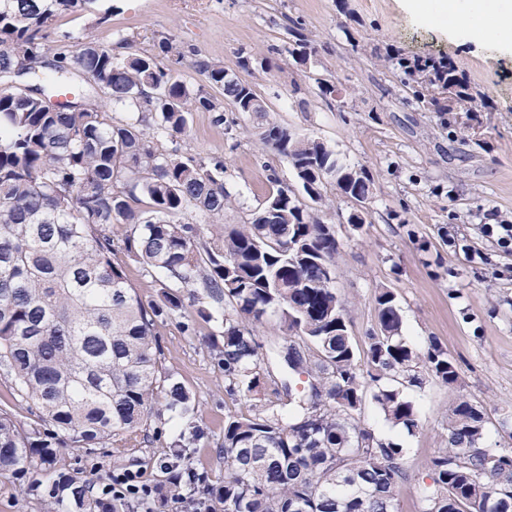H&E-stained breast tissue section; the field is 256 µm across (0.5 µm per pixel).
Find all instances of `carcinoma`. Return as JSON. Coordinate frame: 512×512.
I'll list each match as a JSON object with an SVG mask.
<instances>
[{"label": "carcinoma", "instance_id": "carcinoma-1", "mask_svg": "<svg viewBox=\"0 0 512 512\" xmlns=\"http://www.w3.org/2000/svg\"><path fill=\"white\" fill-rule=\"evenodd\" d=\"M97 2L0 0V79L22 49L30 86L24 96L0 95V370L32 415L21 425L0 407V474L36 477L61 448H127L137 431L139 443L152 445L162 437L148 424L159 400L186 419L188 432L170 442L180 456L203 430L193 422V394L163 365L156 328L190 306L192 320L205 322L222 308V340L208 348L226 394L248 397L273 384L276 400L224 416V479L210 483L195 473L184 499L205 512H397L406 448L365 425L366 399L413 435L420 419L404 389L422 387L424 372L454 385L458 371L439 343L416 350L405 342L401 308L386 288L363 349L351 341L332 286L339 242L320 213L329 206V177L340 196L369 198L366 169L271 123L260 140L286 158L298 188L271 173L267 201L280 204V219L224 227L232 205L224 161L162 150L146 129L184 136L193 112H212L222 124L228 106L265 112L266 105L204 58L193 66L218 94L188 86L174 68L184 53L168 38L159 41L163 60L148 52L121 59L91 39L48 57L42 31L59 16L95 11ZM288 34L291 55L305 62L313 40L298 22ZM389 61L409 91L407 105L444 113L448 106L435 96L441 89L460 111H473L471 84L452 61ZM73 68L95 76L126 119L108 121L85 95L63 112L47 111L44 94ZM193 210L212 218V245L201 242L198 225L178 220ZM118 248L164 274L157 298L136 294L112 262ZM198 287L205 305L183 292ZM269 314L285 333L269 341L263 359L249 324ZM283 366L307 375V386L295 391L276 381L272 368ZM508 438L499 449L484 446L483 406L457 398L420 512H512V432ZM61 498L74 512H105L83 480L57 481L44 493Z\"/></svg>", "mask_w": 512, "mask_h": 512}]
</instances>
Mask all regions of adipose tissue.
<instances>
[{
	"label": "adipose tissue",
	"instance_id": "obj_1",
	"mask_svg": "<svg viewBox=\"0 0 512 512\" xmlns=\"http://www.w3.org/2000/svg\"><path fill=\"white\" fill-rule=\"evenodd\" d=\"M405 6L423 20L463 31L473 40L486 39L493 28L501 38L512 35V0H406Z\"/></svg>",
	"mask_w": 512,
	"mask_h": 512
}]
</instances>
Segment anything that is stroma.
Here are the masks:
<instances>
[{
    "instance_id": "35a3bbf8",
    "label": "stroma",
    "mask_w": 512,
    "mask_h": 512,
    "mask_svg": "<svg viewBox=\"0 0 512 512\" xmlns=\"http://www.w3.org/2000/svg\"><path fill=\"white\" fill-rule=\"evenodd\" d=\"M112 17L69 14L45 32L48 53L86 37L124 58L152 52L170 38L186 55L180 68L191 86L206 79L191 66L206 57L251 84L266 103L263 112H228L224 124L209 112L190 117L188 134L167 137L165 149L197 157L223 158L224 181L233 205L226 227L247 222L264 204L270 173L287 183L295 177L287 161L260 140L257 128L270 123L320 139L348 165L365 168L372 180L362 228L353 227L349 200L325 193L332 206L322 219L334 225L339 249L334 286L345 304L352 342L362 347L375 326V297L392 290L401 308V334L423 348L435 339L454 358L459 379L448 386L427 378L406 389L419 413L415 435L391 427L373 402L362 419L376 435L407 450L410 477L399 496V512H419L420 492L431 482L430 461L443 448L448 407L464 396L486 410L487 446L499 439L502 420H512V245L485 231L489 224H512V56L496 41L479 44L448 35L403 7L402 0H99ZM301 20L317 52L310 68L288 52L287 28ZM422 57H445L467 73L486 109L471 131L462 133L459 113L443 114L403 105L398 72L385 62L387 49ZM249 57V68L240 60ZM271 60L276 70L261 67ZM306 89L292 92L293 83ZM336 85L342 110L330 109L319 83ZM182 315L157 328L166 368L177 373L195 398L194 420L205 431L197 447L173 458L161 445L129 447L93 454L65 448L57 468L101 483L114 467L140 471L147 483L166 478V462L224 475L216 446L227 410L267 403L270 391L230 399L224 375L205 347L217 322L199 323L195 335L183 333Z\"/></svg>"
}]
</instances>
